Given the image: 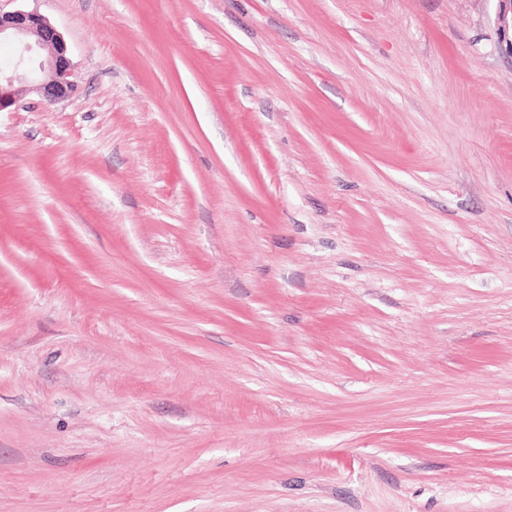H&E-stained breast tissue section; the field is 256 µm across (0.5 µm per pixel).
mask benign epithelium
Returning <instances> with one entry per match:
<instances>
[{
  "mask_svg": "<svg viewBox=\"0 0 512 512\" xmlns=\"http://www.w3.org/2000/svg\"><path fill=\"white\" fill-rule=\"evenodd\" d=\"M16 47V60L9 69L0 68V112L16 103V84L33 86L49 103L62 100L72 92V63L61 33L41 15L23 9L0 12V42ZM49 70L53 78L39 80Z\"/></svg>",
  "mask_w": 512,
  "mask_h": 512,
  "instance_id": "obj_1",
  "label": "benign epithelium"
}]
</instances>
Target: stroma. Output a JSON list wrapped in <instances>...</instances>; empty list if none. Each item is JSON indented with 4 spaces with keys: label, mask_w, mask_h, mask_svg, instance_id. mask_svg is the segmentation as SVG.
Wrapping results in <instances>:
<instances>
[{
    "label": "stroma",
    "mask_w": 512,
    "mask_h": 512,
    "mask_svg": "<svg viewBox=\"0 0 512 512\" xmlns=\"http://www.w3.org/2000/svg\"><path fill=\"white\" fill-rule=\"evenodd\" d=\"M0 512H512L499 0H0ZM16 47V60L9 69L0 68V112L15 105L16 83L33 86L49 103L62 100L72 92V63L61 33L41 15L23 9L0 11V42ZM49 70L53 78L39 80Z\"/></svg>",
    "instance_id": "stroma-1"
}]
</instances>
